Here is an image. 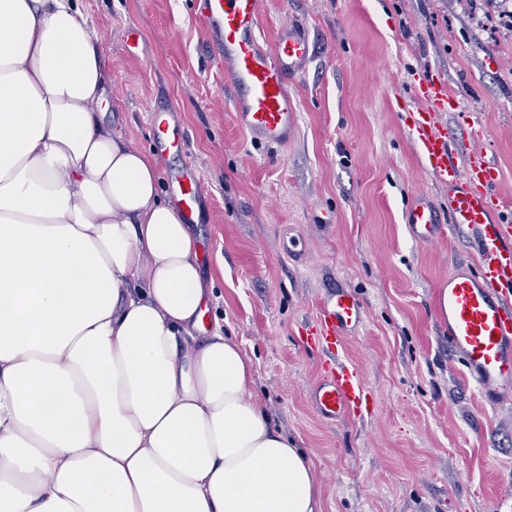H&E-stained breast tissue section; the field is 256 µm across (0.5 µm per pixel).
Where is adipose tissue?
<instances>
[{"label": "adipose tissue", "instance_id": "ef3b65f1", "mask_svg": "<svg viewBox=\"0 0 512 512\" xmlns=\"http://www.w3.org/2000/svg\"><path fill=\"white\" fill-rule=\"evenodd\" d=\"M78 0H0V512H321Z\"/></svg>", "mask_w": 512, "mask_h": 512}]
</instances>
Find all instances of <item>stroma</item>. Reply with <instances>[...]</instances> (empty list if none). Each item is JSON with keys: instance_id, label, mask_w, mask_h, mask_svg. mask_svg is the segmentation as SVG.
Wrapping results in <instances>:
<instances>
[{"instance_id": "35a3bbf8", "label": "stroma", "mask_w": 512, "mask_h": 512, "mask_svg": "<svg viewBox=\"0 0 512 512\" xmlns=\"http://www.w3.org/2000/svg\"><path fill=\"white\" fill-rule=\"evenodd\" d=\"M81 4L105 58L106 121L147 150L150 108L175 107L186 152L156 165L188 157L200 171L192 231L215 288L209 319L240 341L271 425L311 457L322 512H499L512 492V401H482L435 306L449 273L476 261L475 240L465 227L434 246L410 240L412 194L443 207L448 191L410 144L405 110L418 78L443 79L471 123L444 115L449 137L476 136L512 203V0H261L264 42L294 21L313 50L288 87L298 127L275 150L236 126L189 0ZM335 288L366 306L344 349L375 398L365 419L324 420L310 399L325 358L300 333Z\"/></svg>"}]
</instances>
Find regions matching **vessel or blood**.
<instances>
[{"label": "vessel or blood", "instance_id": "b4317fda", "mask_svg": "<svg viewBox=\"0 0 512 512\" xmlns=\"http://www.w3.org/2000/svg\"><path fill=\"white\" fill-rule=\"evenodd\" d=\"M194 15L208 37L213 55L224 66V78L233 92L234 119L254 142L284 146L298 124V104L288 91L310 59V43L295 24L279 27L271 43H261V0H194ZM419 103L408 125L424 168L448 189V209L440 211L428 195H415L406 212L412 239L430 245L458 227L476 235L479 259L475 266L454 269L436 295V309L448 345L480 396L497 406L512 393V204L499 195L500 171L479 152L459 161L439 123L440 116L456 113L467 121L445 82L420 78L414 87ZM168 106L154 109L150 122L154 145L182 152V140L169 132ZM177 202L186 223H194L199 171L191 160L169 171ZM365 307L354 294L338 288L322 301L314 330L303 344L329 354L322 375L311 391V401L327 421L362 418L371 412L369 392L361 370L342 359L346 340L364 322Z\"/></svg>", "mask_w": 512, "mask_h": 512}]
</instances>
